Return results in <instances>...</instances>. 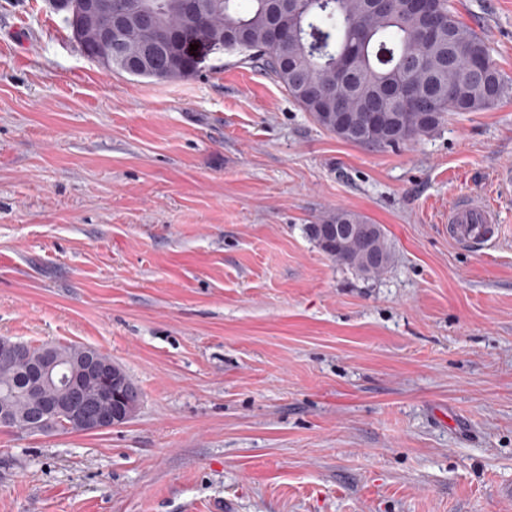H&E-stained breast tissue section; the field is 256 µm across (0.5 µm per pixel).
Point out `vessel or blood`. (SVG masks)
I'll return each mask as SVG.
<instances>
[{
  "instance_id": "b4317fda",
  "label": "vessel or blood",
  "mask_w": 512,
  "mask_h": 512,
  "mask_svg": "<svg viewBox=\"0 0 512 512\" xmlns=\"http://www.w3.org/2000/svg\"><path fill=\"white\" fill-rule=\"evenodd\" d=\"M495 204L477 194L456 197L448 206V236L451 240L481 247L498 236Z\"/></svg>"
}]
</instances>
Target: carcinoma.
<instances>
[{
    "label": "carcinoma",
    "mask_w": 512,
    "mask_h": 512,
    "mask_svg": "<svg viewBox=\"0 0 512 512\" xmlns=\"http://www.w3.org/2000/svg\"><path fill=\"white\" fill-rule=\"evenodd\" d=\"M431 7L427 19L413 12L412 0H112L121 48L106 69L156 81L187 78L196 68L186 62L181 44L201 38L219 53L259 62L325 130L384 150L437 129L450 112H481L512 95V79L503 78L491 47L459 20L451 0H431ZM73 17L64 12L65 27L77 30L83 52L94 51ZM369 223L338 209L305 232L337 264L375 276L393 259L381 225H374L365 247L323 235L337 224ZM48 347L71 365L86 350L28 344L22 358L0 363V406L19 419L32 414L40 395L61 394L35 372ZM100 358L127 385L98 408L137 411V387L120 364L103 353Z\"/></svg>",
    "instance_id": "obj_1"
}]
</instances>
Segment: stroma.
<instances>
[{"instance_id":"1","label":"stroma","mask_w":512,"mask_h":512,"mask_svg":"<svg viewBox=\"0 0 512 512\" xmlns=\"http://www.w3.org/2000/svg\"><path fill=\"white\" fill-rule=\"evenodd\" d=\"M512 78V0H452ZM512 98L374 150L237 53L108 72L0 0V336L122 365L134 417L0 427V512H512ZM462 193L498 238L453 242ZM382 225L390 267L305 227ZM336 224H371L374 231L366 247L351 238L338 242H336V238H325L323 230L336 226ZM305 232L337 264L365 276H375L384 272L393 259L384 228L379 224H374L368 217L351 210L336 209L329 213L320 224L307 225Z\"/></svg>"}]
</instances>
